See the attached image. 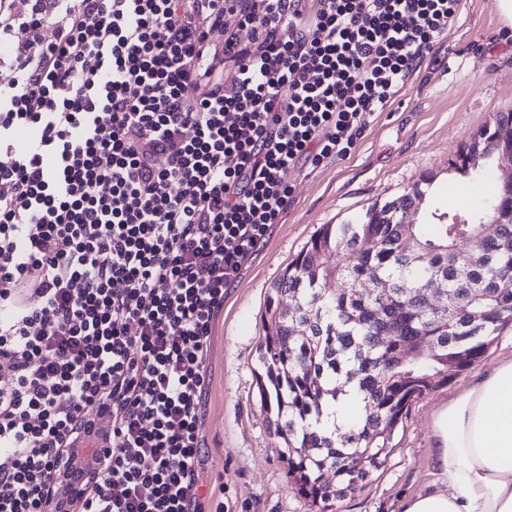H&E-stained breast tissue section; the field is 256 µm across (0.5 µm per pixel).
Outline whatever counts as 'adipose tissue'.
<instances>
[{
	"label": "adipose tissue",
	"mask_w": 512,
	"mask_h": 512,
	"mask_svg": "<svg viewBox=\"0 0 512 512\" xmlns=\"http://www.w3.org/2000/svg\"><path fill=\"white\" fill-rule=\"evenodd\" d=\"M433 434L435 487L404 512H512V359L440 409Z\"/></svg>",
	"instance_id": "ef3b65f1"
}]
</instances>
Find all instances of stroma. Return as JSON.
Returning a JSON list of instances; mask_svg holds the SVG:
<instances>
[{"label":"stroma","mask_w":512,"mask_h":512,"mask_svg":"<svg viewBox=\"0 0 512 512\" xmlns=\"http://www.w3.org/2000/svg\"><path fill=\"white\" fill-rule=\"evenodd\" d=\"M494 0H459L432 63H424L391 105L376 114L345 157L291 174L292 194L280 224L224 291L207 362L203 400L206 448L200 481L224 512H320L298 494L269 427L258 392L259 346L271 286L324 224H352L420 188L443 210L464 211L490 185L466 188L452 164L461 146L497 116L512 112V40ZM512 357V325L493 335L486 353L451 381L413 399L385 465L362 491L335 501L332 512H403L405 499L432 486L436 412L498 361Z\"/></svg>","instance_id":"stroma-1"}]
</instances>
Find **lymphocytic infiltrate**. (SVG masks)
I'll list each match as a JSON object with an SVG mask.
<instances>
[{
    "label": "lymphocytic infiltrate",
    "mask_w": 512,
    "mask_h": 512,
    "mask_svg": "<svg viewBox=\"0 0 512 512\" xmlns=\"http://www.w3.org/2000/svg\"><path fill=\"white\" fill-rule=\"evenodd\" d=\"M457 9L0 0V512H64L46 489L91 409L112 449L82 512H205L225 288L290 171L347 155Z\"/></svg>",
    "instance_id": "1"
}]
</instances>
